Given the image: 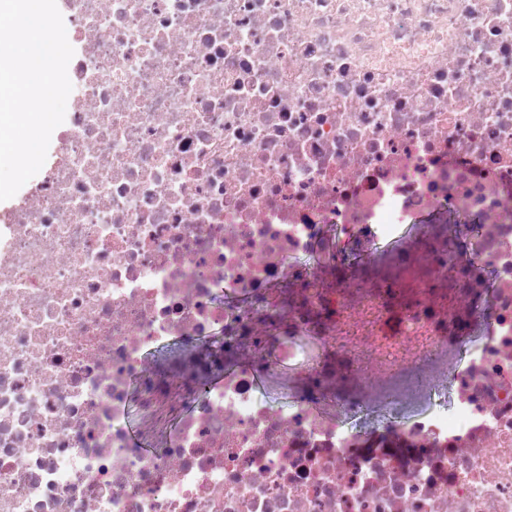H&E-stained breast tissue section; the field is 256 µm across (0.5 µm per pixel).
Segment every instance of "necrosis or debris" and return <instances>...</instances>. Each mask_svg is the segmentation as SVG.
<instances>
[{
	"mask_svg": "<svg viewBox=\"0 0 512 512\" xmlns=\"http://www.w3.org/2000/svg\"><path fill=\"white\" fill-rule=\"evenodd\" d=\"M71 7L0 210V512H512V0Z\"/></svg>",
	"mask_w": 512,
	"mask_h": 512,
	"instance_id": "necrosis-or-debris-1",
	"label": "necrosis or debris"
}]
</instances>
